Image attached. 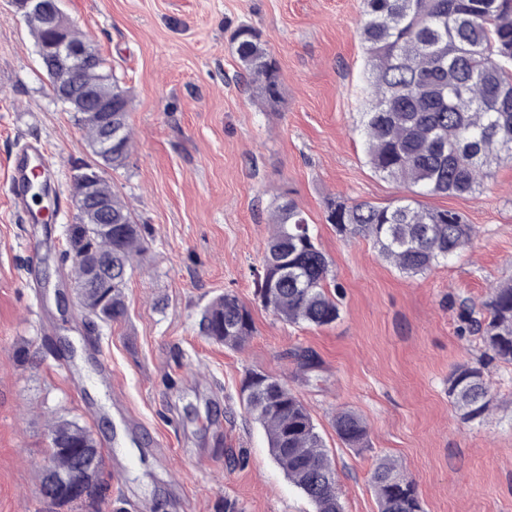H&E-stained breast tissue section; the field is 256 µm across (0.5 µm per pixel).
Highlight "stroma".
Segmentation results:
<instances>
[{"instance_id": "1", "label": "stroma", "mask_w": 512, "mask_h": 512, "mask_svg": "<svg viewBox=\"0 0 512 512\" xmlns=\"http://www.w3.org/2000/svg\"><path fill=\"white\" fill-rule=\"evenodd\" d=\"M63 9L127 92L133 149L105 176L146 225L148 247L125 290L126 322L94 325L59 309L75 210L31 223L3 191L6 162L40 141L70 197L72 167L96 157L53 99L22 11L0 0V512H221L228 498L242 512H313L245 411L249 370L283 380L306 406L344 512H378L368 475L384 454L415 480L424 512H512V407L466 423L448 401L449 373L484 352L463 330V307L512 281V164L480 194L425 198L464 214L476 235L453 262L404 277L372 240L343 238L326 221L328 199L384 205L404 193L374 173L356 131L367 107L362 0H64ZM242 24L280 66L277 106L257 101L231 44ZM277 199L308 214L332 262L341 296L330 326L285 324L255 295ZM225 292L252 311L254 333L238 351L199 329L202 308ZM304 350L315 369H300ZM344 409L366 421L368 449L337 437ZM56 414L94 433L104 508L42 497ZM231 453L245 466L229 468Z\"/></svg>"}]
</instances>
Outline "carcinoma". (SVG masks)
<instances>
[{"mask_svg":"<svg viewBox=\"0 0 512 512\" xmlns=\"http://www.w3.org/2000/svg\"><path fill=\"white\" fill-rule=\"evenodd\" d=\"M358 35L370 94L360 120L368 164L381 178L403 185L408 195L383 206L332 200L326 221L342 237L371 239L385 262L415 277L458 257L475 235L460 212L428 208L419 198L473 195L494 168L512 163V0H363ZM232 42L256 96L276 105L282 94L279 67L258 33L240 25ZM92 79L112 89V121L123 125L122 138L112 147L116 169L131 152L128 96L104 58ZM101 189L112 195V236L78 212L72 247L112 257V277L89 288L83 265L71 264V274L81 312L98 316L99 295H107L110 318L117 323L126 317V284L146 249L145 225L127 223L132 213L108 180ZM270 220L275 227L256 270L269 275L263 307L289 325L335 323L339 286L331 261L312 232L297 230L309 225L306 212L293 201L275 202ZM465 314L468 331L480 335L486 353L512 364V283L489 288L480 308L468 307ZM199 327L208 339L232 350L254 333L251 310L232 293L205 305ZM249 388L244 405L263 427L271 455L288 480L316 512H344L339 484L327 478L335 464L301 400L281 380L255 370L242 380L241 391ZM448 397L468 423H482L500 409L481 360L454 367ZM334 428L346 447H367V425L355 412H338ZM50 433L71 448L63 455L50 447L49 458L64 469L84 466V449L97 447L86 427L63 416L55 417ZM372 479L379 512H422L413 480L394 457L378 458Z\"/></svg>","mask_w":512,"mask_h":512,"instance_id":"cac0c4a2","label":"carcinoma"}]
</instances>
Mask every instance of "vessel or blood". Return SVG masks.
Masks as SVG:
<instances>
[{
    "mask_svg": "<svg viewBox=\"0 0 512 512\" xmlns=\"http://www.w3.org/2000/svg\"><path fill=\"white\" fill-rule=\"evenodd\" d=\"M52 162L46 155L42 145L37 142L28 143L27 146L9 158V178L6 190L14 208L27 213L30 221L41 224L49 220L51 215L62 212L66 206L63 194H55L51 211L32 208L33 184L35 179L44 177Z\"/></svg>",
    "mask_w": 512,
    "mask_h": 512,
    "instance_id": "1",
    "label": "vessel or blood"
}]
</instances>
